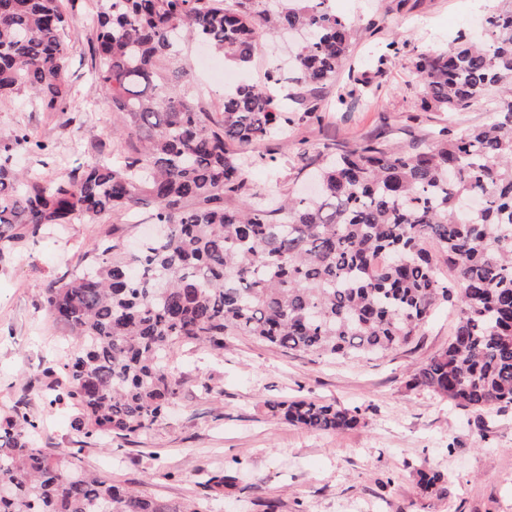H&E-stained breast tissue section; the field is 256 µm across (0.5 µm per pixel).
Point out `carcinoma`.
Returning a JSON list of instances; mask_svg holds the SVG:
<instances>
[{
    "label": "carcinoma",
    "instance_id": "carcinoma-1",
    "mask_svg": "<svg viewBox=\"0 0 512 512\" xmlns=\"http://www.w3.org/2000/svg\"><path fill=\"white\" fill-rule=\"evenodd\" d=\"M72 0H0V99L27 92L41 111H72L63 77ZM90 51L112 103L119 164L101 157L68 175H21L20 153L46 144L18 128L0 136V260L42 232L78 221L151 209L167 233L126 250L116 230L94 239L76 269L43 288L52 323L75 339L61 363L66 383L47 401L74 408L86 440L128 438L164 420L180 398L175 348L224 349V337L336 359L385 355L413 341L441 303L457 317L448 344L410 382L482 415L512 408V0L484 16L485 35L418 55L413 79L433 112L468 108L491 88L498 103L482 126L440 129L430 147L406 151L368 141L334 154L317 173L316 196L255 191L247 169L270 155L249 145L320 118L317 93L338 83L352 44L351 22L329 0H98ZM304 34L291 83L308 92L288 106L278 69L243 82L206 111L189 70L161 69L179 41H197L245 68L258 39ZM432 244L455 272L441 275ZM274 416L341 433L358 408L308 399L273 402ZM40 423L18 401L0 415V480L11 485L0 512H204L118 485L81 464V449L50 450ZM427 492L444 476L419 474ZM236 486L211 471L209 500Z\"/></svg>",
    "mask_w": 512,
    "mask_h": 512
}]
</instances>
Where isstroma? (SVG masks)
Returning a JSON list of instances; mask_svg holds the SVG:
<instances>
[{
	"label": "stroma",
	"instance_id": "obj_1",
	"mask_svg": "<svg viewBox=\"0 0 512 512\" xmlns=\"http://www.w3.org/2000/svg\"><path fill=\"white\" fill-rule=\"evenodd\" d=\"M331 6L355 24L349 64L368 91L337 109L333 89H323L328 107L321 120L296 125L287 140L263 143L277 166L251 168L249 181L265 192L305 190L306 167L320 163L327 148L378 140L409 150L426 147L441 127L454 133L478 127L497 96L492 89L465 110L431 112L422 108L412 76L418 54L447 50L458 33H473L489 0H331ZM97 10L96 0H75L71 8L64 77L85 109L82 129L67 126L62 115L47 120L23 95L0 102V133L23 126L50 144L44 156L18 155L16 167L61 174L76 161L111 152L112 104L93 79L89 53ZM392 41L398 52H387ZM382 53L387 60L379 67L374 59ZM115 224L130 248L151 227L145 213L96 226L79 222L63 235L25 242L0 261V412L27 400L43 423L46 448L77 443L72 411L38 397L50 384L42 371L65 340L43 307V288ZM452 321L447 308H438L412 344L359 362L329 363L247 336L225 337L223 350L213 354L182 348L175 357L182 392L168 417L109 447L84 443L83 465L174 506L197 499L201 470L236 472L237 488L207 502L208 512H512V409L478 417L409 383L417 366L447 343ZM295 397L360 407L361 423L328 434L267 409L271 401ZM421 470L443 473L445 491L421 490Z\"/></svg>",
	"mask_w": 512,
	"mask_h": 512
}]
</instances>
